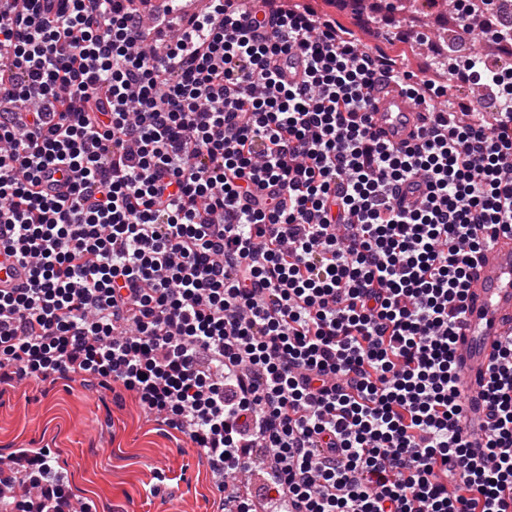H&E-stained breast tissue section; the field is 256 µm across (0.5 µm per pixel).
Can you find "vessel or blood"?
<instances>
[{
    "mask_svg": "<svg viewBox=\"0 0 512 512\" xmlns=\"http://www.w3.org/2000/svg\"><path fill=\"white\" fill-rule=\"evenodd\" d=\"M420 107L398 87L378 95L369 122L386 141L399 145L417 134ZM11 234L0 223V288L26 285L29 271L7 248ZM512 332V236L502 235L480 257L469 283L468 299L458 324L455 359L463 382L464 423L481 447L487 409L481 391L501 336Z\"/></svg>",
    "mask_w": 512,
    "mask_h": 512,
    "instance_id": "vessel-or-blood-1",
    "label": "vessel or blood"
}]
</instances>
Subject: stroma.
Listing matches in <instances>:
<instances>
[{
    "mask_svg": "<svg viewBox=\"0 0 512 512\" xmlns=\"http://www.w3.org/2000/svg\"><path fill=\"white\" fill-rule=\"evenodd\" d=\"M372 49L430 70L417 39L385 36ZM17 448L50 449L71 501L94 512H222L199 449L119 388L78 376L0 388V463Z\"/></svg>",
    "mask_w": 512,
    "mask_h": 512,
    "instance_id": "stroma-1",
    "label": "stroma"
}]
</instances>
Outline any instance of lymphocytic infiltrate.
I'll use <instances>...</instances> for the list:
<instances>
[{"label":"lymphocytic infiltrate","mask_w":512,"mask_h":512,"mask_svg":"<svg viewBox=\"0 0 512 512\" xmlns=\"http://www.w3.org/2000/svg\"><path fill=\"white\" fill-rule=\"evenodd\" d=\"M133 2L0 8V216L31 271L0 289V384L121 383L225 477L269 449L288 512H512V334L478 450L453 357L512 235V64L476 78L496 113L448 112L310 8L214 0L157 47ZM392 82L428 114L399 146L368 121ZM13 460L20 512H64L49 449Z\"/></svg>","instance_id":"lymphocytic-infiltrate-1"}]
</instances>
